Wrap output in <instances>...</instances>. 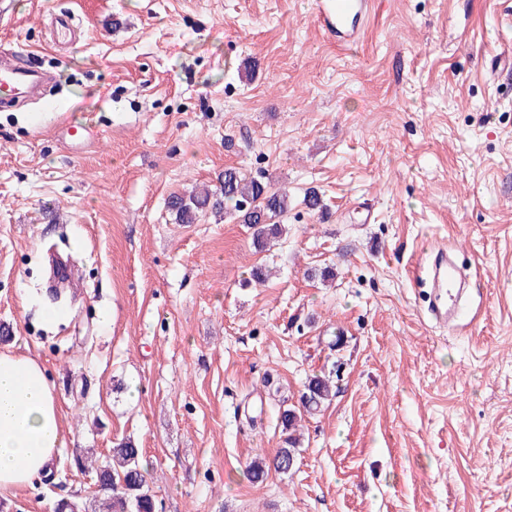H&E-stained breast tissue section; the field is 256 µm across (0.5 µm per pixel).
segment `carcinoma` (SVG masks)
I'll list each match as a JSON object with an SVG mask.
<instances>
[{
    "label": "carcinoma",
    "instance_id": "1",
    "mask_svg": "<svg viewBox=\"0 0 512 512\" xmlns=\"http://www.w3.org/2000/svg\"><path fill=\"white\" fill-rule=\"evenodd\" d=\"M288 194L277 191L259 180L243 178L234 167H227L217 178V184L205 186L188 195H173L168 201L169 210L179 224H193L211 212L222 215L229 210L243 224L255 229L256 243L264 246L282 232V225L273 219L288 213ZM331 396L329 379L321 376L310 378L300 397L302 407L311 413L320 409ZM283 430L290 432L288 447L279 449L271 460L259 458L249 465L248 476L256 482L269 468L287 472L282 463L295 457L297 439L291 435L296 429L297 414L291 409L280 413ZM148 468L142 463L141 450L130 441H123L112 448V454L95 469L96 482L112 494L98 501V512H155L156 504L150 493L145 474Z\"/></svg>",
    "mask_w": 512,
    "mask_h": 512
}]
</instances>
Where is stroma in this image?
I'll use <instances>...</instances> for the list:
<instances>
[{
  "mask_svg": "<svg viewBox=\"0 0 512 512\" xmlns=\"http://www.w3.org/2000/svg\"><path fill=\"white\" fill-rule=\"evenodd\" d=\"M15 3L0 50L51 82L0 108V350L45 364L66 445L0 512L92 503L73 449L126 439L157 512H512V0H373L348 45L314 0ZM65 121L102 134L71 150ZM228 166L290 196L267 248L167 207ZM438 248L471 267L452 330L414 280ZM57 251L80 287L48 323ZM315 375L293 468L250 481ZM331 396L329 379L321 376H313L305 385V391L300 397L303 409L312 413L320 409Z\"/></svg>",
  "mask_w": 512,
  "mask_h": 512,
  "instance_id": "obj_1",
  "label": "stroma"
}]
</instances>
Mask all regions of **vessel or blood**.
Here are the masks:
<instances>
[{"instance_id":"1","label":"vessel or blood","mask_w":512,"mask_h":512,"mask_svg":"<svg viewBox=\"0 0 512 512\" xmlns=\"http://www.w3.org/2000/svg\"><path fill=\"white\" fill-rule=\"evenodd\" d=\"M369 0H318V19L333 36L351 32L355 18L366 16ZM40 71L20 55L0 53V107H8L35 92ZM431 288L429 314L437 324L455 327L461 321L465 282L446 250H439L423 271Z\"/></svg>"}]
</instances>
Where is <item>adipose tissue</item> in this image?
Segmentation results:
<instances>
[{"mask_svg":"<svg viewBox=\"0 0 512 512\" xmlns=\"http://www.w3.org/2000/svg\"><path fill=\"white\" fill-rule=\"evenodd\" d=\"M64 444L45 368L33 357L0 351V491L32 486Z\"/></svg>","mask_w":512,"mask_h":512,"instance_id":"ef3b65f1","label":"adipose tissue"}]
</instances>
